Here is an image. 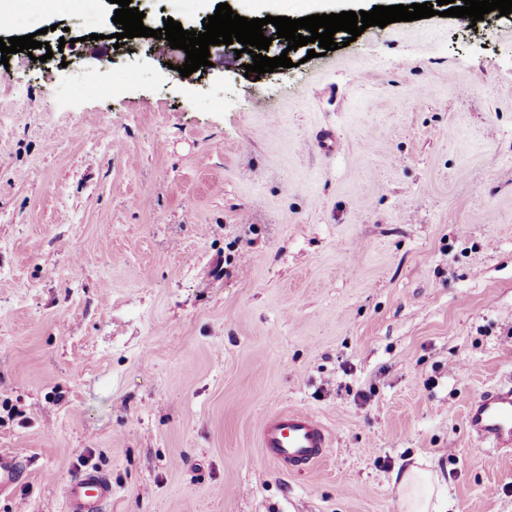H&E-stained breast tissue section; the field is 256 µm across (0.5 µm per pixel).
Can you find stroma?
<instances>
[{"label": "stroma", "instance_id": "35a3bbf8", "mask_svg": "<svg viewBox=\"0 0 512 512\" xmlns=\"http://www.w3.org/2000/svg\"><path fill=\"white\" fill-rule=\"evenodd\" d=\"M18 12L0 37L42 45L0 64V512H65L86 468L104 512H400L415 459L448 512H512V455L465 423L512 379V14L312 59L271 26L292 67L230 44L186 91L179 51L112 42L110 0ZM282 411L328 429L321 461L265 456ZM20 475L18 461L9 453L0 452V492L11 491ZM65 497L68 512H102L112 498V483L101 471L89 468L68 482Z\"/></svg>", "mask_w": 512, "mask_h": 512}]
</instances>
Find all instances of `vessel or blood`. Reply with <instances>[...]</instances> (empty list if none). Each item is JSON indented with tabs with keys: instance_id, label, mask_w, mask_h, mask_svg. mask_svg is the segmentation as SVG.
<instances>
[{
	"instance_id": "1",
	"label": "vessel or blood",
	"mask_w": 512,
	"mask_h": 512,
	"mask_svg": "<svg viewBox=\"0 0 512 512\" xmlns=\"http://www.w3.org/2000/svg\"><path fill=\"white\" fill-rule=\"evenodd\" d=\"M470 434L492 449L512 447V382L485 390L467 409ZM261 446L280 465L306 468L321 459L328 446L326 428L305 411L275 415L260 428ZM20 475L18 461L0 452V492L14 488ZM67 512H102L112 497V484L101 471L89 468L74 476L65 488Z\"/></svg>"
}]
</instances>
